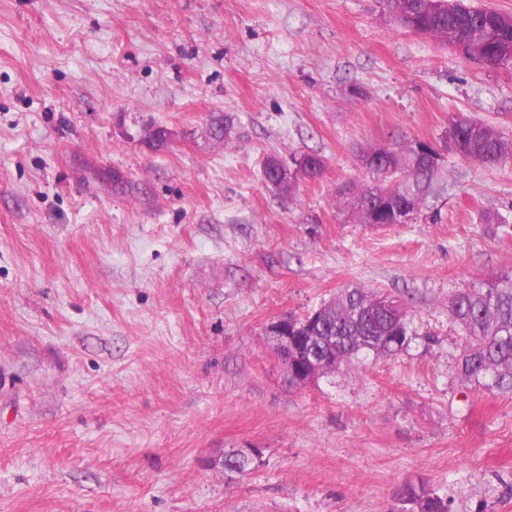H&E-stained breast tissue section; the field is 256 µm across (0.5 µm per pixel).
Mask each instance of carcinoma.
<instances>
[{
  "label": "carcinoma",
  "mask_w": 512,
  "mask_h": 512,
  "mask_svg": "<svg viewBox=\"0 0 512 512\" xmlns=\"http://www.w3.org/2000/svg\"><path fill=\"white\" fill-rule=\"evenodd\" d=\"M394 22L444 45L464 46L488 56V65L499 67L512 58V15L494 9L474 8L461 0H439L429 12L424 0H379ZM446 140H462L468 149L462 160L493 166L512 159V139L496 128L458 117L448 126ZM414 146H370L359 161L371 174V183L348 188L347 203L359 219L378 208V226L394 223L395 211L421 212L427 199L438 191L440 162L414 156ZM450 319L464 336L457 370L461 380L478 389L512 392V275L495 277L480 288L455 292L448 306ZM288 320L301 326L299 336H314L299 359L303 368L313 358L328 356L336 370L371 356H395L408 349L409 311L397 297L374 288H346L312 312ZM264 464L259 448L228 453L224 471L236 476L253 473ZM401 499L403 512H452L448 497L424 482L408 485Z\"/></svg>",
  "instance_id": "obj_1"
}]
</instances>
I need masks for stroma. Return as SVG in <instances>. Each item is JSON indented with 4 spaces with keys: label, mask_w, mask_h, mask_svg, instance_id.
<instances>
[{
    "label": "stroma",
    "mask_w": 512,
    "mask_h": 512,
    "mask_svg": "<svg viewBox=\"0 0 512 512\" xmlns=\"http://www.w3.org/2000/svg\"><path fill=\"white\" fill-rule=\"evenodd\" d=\"M459 114L512 138V69L378 0H0V512H400L421 480L512 512V396L461 382L448 317L512 272L479 221H512V160L443 153L406 224L341 204L362 148ZM306 152L320 180H263ZM348 286L402 299L415 341L291 384L268 325ZM247 444L251 475L209 466Z\"/></svg>",
    "instance_id": "stroma-1"
}]
</instances>
